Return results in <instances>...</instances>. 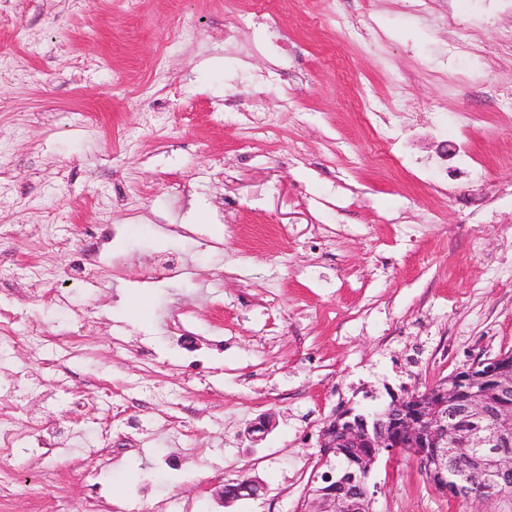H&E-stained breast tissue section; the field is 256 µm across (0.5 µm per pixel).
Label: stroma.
Here are the masks:
<instances>
[{"instance_id": "stroma-1", "label": "stroma", "mask_w": 512, "mask_h": 512, "mask_svg": "<svg viewBox=\"0 0 512 512\" xmlns=\"http://www.w3.org/2000/svg\"><path fill=\"white\" fill-rule=\"evenodd\" d=\"M332 8L316 26L321 0H0V304L76 353L0 360L23 408L0 472L48 485L0 491V512H91L97 484L124 512H301L335 406L379 411L512 352V126L492 93L512 89V0ZM371 110L405 113L426 150L469 126L484 170L436 193L378 156ZM36 423L66 450L27 445ZM244 474L263 494L225 504ZM370 482L373 512H512L401 455Z\"/></svg>"}]
</instances>
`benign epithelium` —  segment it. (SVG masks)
Wrapping results in <instances>:
<instances>
[{
	"label": "benign epithelium",
	"instance_id": "obj_1",
	"mask_svg": "<svg viewBox=\"0 0 512 512\" xmlns=\"http://www.w3.org/2000/svg\"><path fill=\"white\" fill-rule=\"evenodd\" d=\"M432 400L431 391L392 397L384 427L355 425L333 413L319 431L320 482L307 489L304 512H369V496L352 486L350 467L336 470L327 448L350 440L357 448L407 455L452 499L479 501L512 475V352L486 355L455 371Z\"/></svg>",
	"mask_w": 512,
	"mask_h": 512
}]
</instances>
